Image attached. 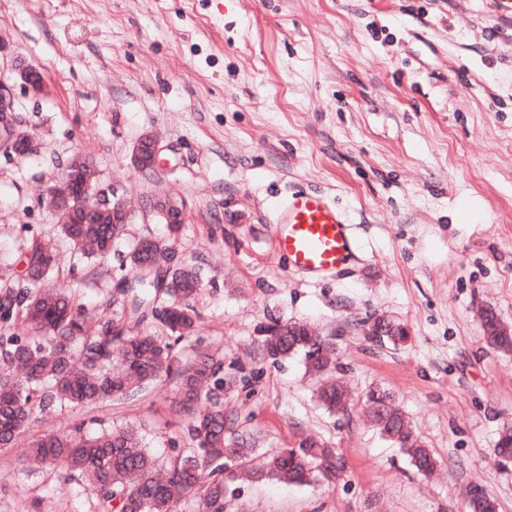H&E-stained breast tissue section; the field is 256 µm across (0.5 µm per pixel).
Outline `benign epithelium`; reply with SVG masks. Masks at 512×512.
<instances>
[{"label":"benign epithelium","mask_w":512,"mask_h":512,"mask_svg":"<svg viewBox=\"0 0 512 512\" xmlns=\"http://www.w3.org/2000/svg\"><path fill=\"white\" fill-rule=\"evenodd\" d=\"M22 84L39 95L44 90L43 73L36 67L19 71ZM19 157L32 149L31 135L22 130L14 115L11 96L0 83V147ZM161 148L149 134L142 136L133 152L134 165L148 171L156 167ZM48 204L63 224H130L133 214L117 197L96 188V171L91 161L78 158L70 162L61 184L48 192ZM153 214L165 218L169 225L184 222L181 206L171 201H160L153 206Z\"/></svg>","instance_id":"obj_1"}]
</instances>
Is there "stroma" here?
<instances>
[{
	"mask_svg": "<svg viewBox=\"0 0 512 512\" xmlns=\"http://www.w3.org/2000/svg\"><path fill=\"white\" fill-rule=\"evenodd\" d=\"M25 66L42 71L41 95ZM0 82L33 137L25 157L0 149V284L23 280L35 236L90 321L119 317L127 247L167 237L149 204L172 198V262L201 276L198 328L177 352L238 370L224 414L247 417L260 451L313 433L342 453L330 485L237 481L249 512H466L473 488L512 512V459L494 451L512 423V353L484 343L480 319L491 306L512 326V0H0ZM146 134L162 149L151 172L132 163ZM78 154L134 215L103 257L81 256L46 203ZM299 189L334 199L361 242L335 277H303L274 251L275 205ZM371 317L408 341L371 343ZM277 321L334 336L349 416L318 406L301 357L259 358ZM375 387L439 459L430 476L372 428ZM173 393L161 380L44 428L141 423L164 458L181 432ZM39 431L0 452V512H95L90 487L24 467Z\"/></svg>",
	"mask_w": 512,
	"mask_h": 512,
	"instance_id": "35a3bbf8",
	"label": "stroma"
}]
</instances>
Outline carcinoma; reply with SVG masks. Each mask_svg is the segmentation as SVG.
<instances>
[{
    "mask_svg": "<svg viewBox=\"0 0 512 512\" xmlns=\"http://www.w3.org/2000/svg\"><path fill=\"white\" fill-rule=\"evenodd\" d=\"M122 224H65L64 235L88 255L104 256L123 232ZM169 246H155L158 271L130 285V298L118 319L89 330L82 308L69 289L44 284L55 270L50 250L30 241L26 283L0 287V450L20 433L63 406L82 408L124 401L143 393L160 378L176 387L169 412L187 420V448L160 460L143 442L142 425L103 429L91 435L43 432L30 444L27 461L47 470H62L91 486L98 512H178L182 503L195 512H244L234 507L233 484L243 473L255 481L290 485L333 482L345 469L336 449L321 439L300 438L289 448L266 456L262 468L249 469L256 441L224 418V393L237 376L224 373V359L197 351L189 359L174 344L193 332L197 314L190 305L200 279L188 266L169 267ZM152 316L155 328L134 330ZM486 344L512 351V330L492 308L482 311ZM27 334L15 332L17 325ZM368 338L395 346L408 340L406 328L377 318ZM269 359L300 356L308 370L323 377L320 404L330 413L347 410L348 395L334 379L333 338L297 322L267 328L260 344ZM366 405L378 434L426 475L437 459L420 440L390 392L367 395ZM467 512H499L488 494L466 500Z\"/></svg>",
    "mask_w": 512,
    "mask_h": 512,
    "instance_id": "cac0c4a2",
    "label": "carcinoma"
}]
</instances>
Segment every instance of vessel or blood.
Listing matches in <instances>:
<instances>
[{
  "mask_svg": "<svg viewBox=\"0 0 512 512\" xmlns=\"http://www.w3.org/2000/svg\"><path fill=\"white\" fill-rule=\"evenodd\" d=\"M275 249L289 268L320 278L348 266L360 246L346 213L323 193L297 190L277 207Z\"/></svg>",
  "mask_w": 512,
  "mask_h": 512,
  "instance_id": "vessel-or-blood-1",
  "label": "vessel or blood"
}]
</instances>
